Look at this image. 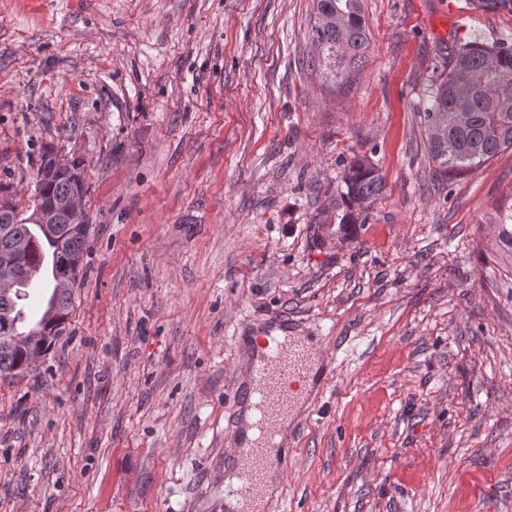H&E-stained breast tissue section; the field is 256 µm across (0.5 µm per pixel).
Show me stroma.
<instances>
[{
  "instance_id": "35a3bbf8",
  "label": "stroma",
  "mask_w": 512,
  "mask_h": 512,
  "mask_svg": "<svg viewBox=\"0 0 512 512\" xmlns=\"http://www.w3.org/2000/svg\"><path fill=\"white\" fill-rule=\"evenodd\" d=\"M352 87L313 0H0V195L80 160L65 333L0 379V512H225L246 340L329 361L263 512H512V148L441 174L424 114L466 0H362ZM386 194L341 231L343 169Z\"/></svg>"
}]
</instances>
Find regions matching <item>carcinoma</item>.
Wrapping results in <instances>:
<instances>
[{"instance_id":"cac0c4a2","label":"carcinoma","mask_w":512,"mask_h":512,"mask_svg":"<svg viewBox=\"0 0 512 512\" xmlns=\"http://www.w3.org/2000/svg\"><path fill=\"white\" fill-rule=\"evenodd\" d=\"M468 3L485 12H512V0ZM315 4L312 43L332 76L346 82L370 46L362 0H315ZM430 100V111L424 113L429 148L443 172L468 169L512 148V46L475 41L458 48L448 62V73L432 81ZM342 183L345 211L339 224L348 228L382 198L385 185L379 171L360 160L344 169ZM75 193L87 195L88 185L75 180L66 168L50 180H36L32 206ZM5 219V227H0V252L15 239L27 246L14 287L0 288V377L6 379L22 376L63 335L89 237L66 224H30L15 211ZM48 262L49 297L35 326L27 329L26 293L21 286Z\"/></svg>"}]
</instances>
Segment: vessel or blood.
<instances>
[{
  "instance_id": "1",
  "label": "vessel or blood",
  "mask_w": 512,
  "mask_h": 512,
  "mask_svg": "<svg viewBox=\"0 0 512 512\" xmlns=\"http://www.w3.org/2000/svg\"><path fill=\"white\" fill-rule=\"evenodd\" d=\"M308 361L306 345H299L288 353L277 337L264 340L261 356L251 365L254 383L246 391L247 410L251 417L247 428L251 433L252 458L248 466L234 473L235 493L260 492L266 449L287 447V434L278 427L277 420L297 399V386L306 384Z\"/></svg>"
}]
</instances>
